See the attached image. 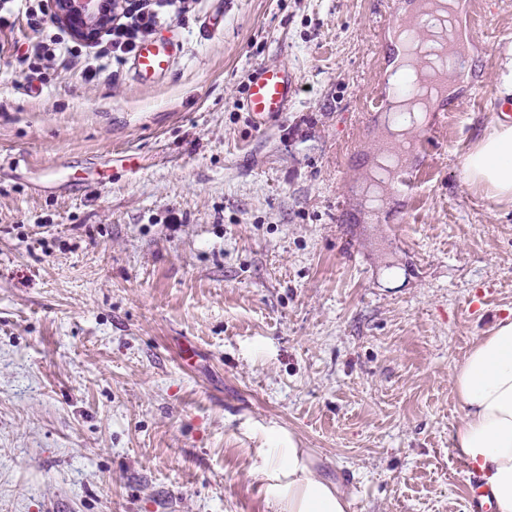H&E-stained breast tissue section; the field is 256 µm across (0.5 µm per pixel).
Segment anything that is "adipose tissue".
<instances>
[{
    "label": "adipose tissue",
    "mask_w": 512,
    "mask_h": 512,
    "mask_svg": "<svg viewBox=\"0 0 512 512\" xmlns=\"http://www.w3.org/2000/svg\"><path fill=\"white\" fill-rule=\"evenodd\" d=\"M464 182L496 201H512V125H493L464 166ZM464 411L452 436L460 457L487 483L494 512H512V318L498 320L451 376ZM275 445L259 449L252 471L266 480L278 512H348L346 495L318 477L294 440L274 434Z\"/></svg>",
    "instance_id": "obj_1"
}]
</instances>
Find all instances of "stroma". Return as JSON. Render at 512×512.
<instances>
[{
    "label": "stroma",
    "instance_id": "1",
    "mask_svg": "<svg viewBox=\"0 0 512 512\" xmlns=\"http://www.w3.org/2000/svg\"><path fill=\"white\" fill-rule=\"evenodd\" d=\"M390 1L165 7L182 50L143 83L129 54L29 77L51 0H0V512H275L251 472L273 431L349 512H467L451 375L512 315V202L463 169L512 0H480L416 195L373 207ZM257 64L299 86L260 128Z\"/></svg>",
    "mask_w": 512,
    "mask_h": 512
}]
</instances>
